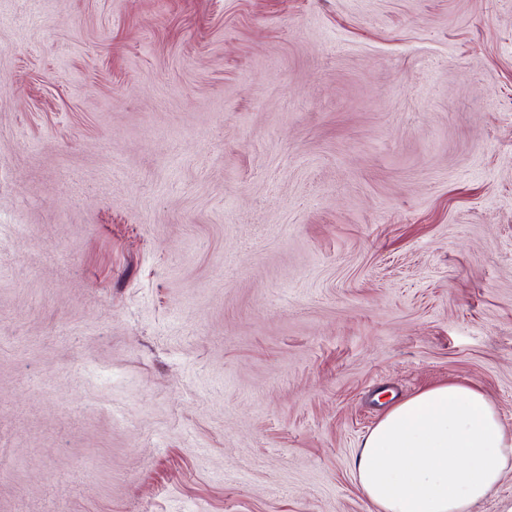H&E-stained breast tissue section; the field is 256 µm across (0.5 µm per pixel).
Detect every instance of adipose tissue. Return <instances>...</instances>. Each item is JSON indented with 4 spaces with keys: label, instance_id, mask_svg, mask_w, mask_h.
Instances as JSON below:
<instances>
[{
    "label": "adipose tissue",
    "instance_id": "adipose-tissue-1",
    "mask_svg": "<svg viewBox=\"0 0 512 512\" xmlns=\"http://www.w3.org/2000/svg\"><path fill=\"white\" fill-rule=\"evenodd\" d=\"M354 470L376 512H469L512 470V431L484 393L454 380L392 406Z\"/></svg>",
    "mask_w": 512,
    "mask_h": 512
}]
</instances>
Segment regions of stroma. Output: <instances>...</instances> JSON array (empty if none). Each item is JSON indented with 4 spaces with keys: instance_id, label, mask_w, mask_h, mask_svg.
Returning a JSON list of instances; mask_svg holds the SVG:
<instances>
[{
    "instance_id": "obj_1",
    "label": "stroma",
    "mask_w": 512,
    "mask_h": 512,
    "mask_svg": "<svg viewBox=\"0 0 512 512\" xmlns=\"http://www.w3.org/2000/svg\"><path fill=\"white\" fill-rule=\"evenodd\" d=\"M451 378L512 430V0H0V512H374Z\"/></svg>"
}]
</instances>
